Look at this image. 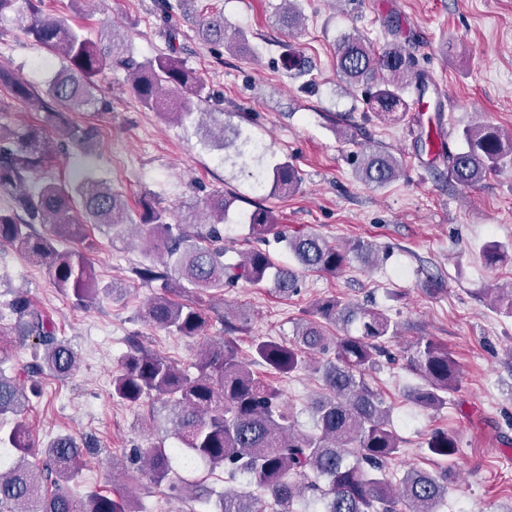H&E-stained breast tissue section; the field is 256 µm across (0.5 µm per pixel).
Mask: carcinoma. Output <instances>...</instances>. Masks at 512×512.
Listing matches in <instances>:
<instances>
[{
  "instance_id": "carcinoma-1",
  "label": "carcinoma",
  "mask_w": 512,
  "mask_h": 512,
  "mask_svg": "<svg viewBox=\"0 0 512 512\" xmlns=\"http://www.w3.org/2000/svg\"><path fill=\"white\" fill-rule=\"evenodd\" d=\"M16 13L27 18L25 30L41 47L58 52L65 64L52 77L45 94L18 80L0 65V86L13 97L34 100L44 123L55 126L64 140L84 148L94 131L68 118L66 110L95 104V77L116 63L127 69L130 88L142 106L164 116L169 104L160 98L164 88L174 96L172 117L189 118L194 106L211 98L210 88L176 57L158 55L139 62L129 45L115 39L95 42L65 22L45 17L33 0H0V17ZM202 39L235 48L245 42L242 34L227 37L224 19L207 17L198 24ZM413 57L405 46L390 42L380 51L370 49L361 36L342 39L336 50V71L352 87L365 86L367 104L379 118L402 117L411 111L404 92L413 76ZM217 147L224 150V165L234 174L260 177V186L271 192H293L300 177L288 161H270L271 146L255 147L260 138L240 124L213 121ZM462 147L444 156L448 180L474 186L488 174L512 164V135L504 136L492 124L463 128ZM55 152L54 142L39 126L13 131L0 125V191L14 192L28 182ZM358 178L381 188L400 172V161L389 151L369 149L355 160ZM237 197L214 194L202 200L180 224L149 199L139 201L134 220L122 195L77 170L73 186L44 182L35 191L14 197V207L0 209V243H6L43 262L57 288L71 292L75 305L93 304L91 266L84 251L93 247L87 225L122 238L141 231L167 259L155 265L131 268L132 279L162 282L169 292L193 289L199 293L222 292L240 282L258 285L273 277L279 294L298 292V273L278 266L261 248L267 235L286 243L299 268L335 275L344 270L349 256L372 257V244L363 240L335 245L308 231L278 229L271 211L255 207L248 216L249 239L256 246L224 261V223ZM43 223L39 233L33 223ZM63 241L83 244V249H59ZM486 265L509 257L508 249L491 242L484 249ZM16 315L14 333L22 342L33 339L32 361L18 376L0 371V420L10 416L13 426L0 431V448H12L16 458L0 470V512H138L122 496L92 493L76 497L66 489L87 449L71 435L56 436L40 451L41 465L28 460L34 442L24 421L30 397L38 395L37 379L44 374L66 377L77 367V354L58 338L48 316L21 295L11 303ZM145 317L173 336L194 339L205 335L208 309L194 302H178L167 295L151 300ZM338 330L330 336L328 327ZM238 330L224 320L227 336L201 348L191 369H179L168 359L144 347L135 336L127 338L129 350L112 378V399L141 405L160 403L169 411L168 436L147 448L134 450V462L154 484L170 482L173 462L186 468L204 465L208 473L224 470L231 481L242 476L241 489L216 497L197 498L203 512H293L292 506L307 492L321 501V512H441L448 499V477L410 469L399 481L386 470L400 452L391 411L366 381L378 365L384 344L398 336V325L387 315L328 297L314 303L312 317L299 321L290 342L262 340L254 343L250 360L239 358L231 334ZM423 384L409 398L427 410L448 402L457 389L459 373L448 347L422 337L411 346L408 359ZM261 366L271 374L290 375L311 369L321 375L323 392L312 407L313 430L298 431L288 406L273 382L253 370ZM430 453L453 458L459 452L456 433L435 431L427 442Z\"/></svg>"
}]
</instances>
